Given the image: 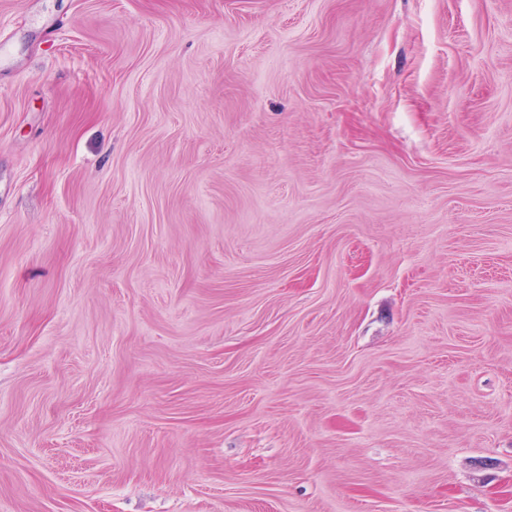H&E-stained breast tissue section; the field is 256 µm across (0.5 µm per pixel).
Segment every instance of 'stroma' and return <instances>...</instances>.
<instances>
[{
  "instance_id": "1",
  "label": "stroma",
  "mask_w": 512,
  "mask_h": 512,
  "mask_svg": "<svg viewBox=\"0 0 512 512\" xmlns=\"http://www.w3.org/2000/svg\"><path fill=\"white\" fill-rule=\"evenodd\" d=\"M0 512H512V0H0Z\"/></svg>"
}]
</instances>
